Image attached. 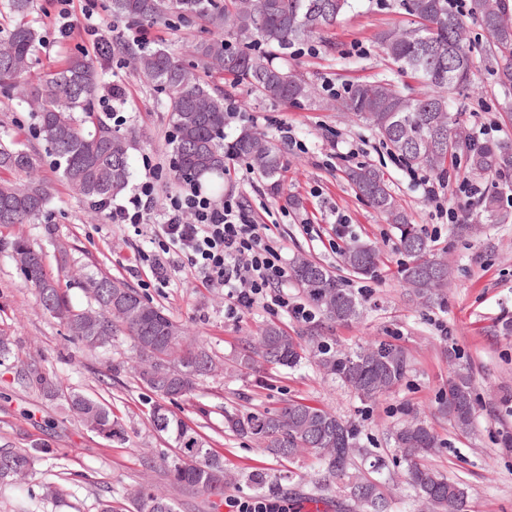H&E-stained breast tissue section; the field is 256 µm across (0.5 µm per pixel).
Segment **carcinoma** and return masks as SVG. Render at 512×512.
<instances>
[{"label":"carcinoma","instance_id":"1","mask_svg":"<svg viewBox=\"0 0 512 512\" xmlns=\"http://www.w3.org/2000/svg\"><path fill=\"white\" fill-rule=\"evenodd\" d=\"M276 10L264 11L260 0H111L112 16L141 26H158L168 16L194 18L209 27V39L196 45V62L187 64L181 53L164 45L142 50L135 56L143 76L167 96L166 109L174 128L175 165L173 185L202 178L224 176L228 159H241L263 179L272 193H280L283 168L278 149L247 128L226 140L224 97L213 90L204 74L219 71L244 84L262 97L284 104H297L312 93V85L299 73L274 63L275 53L296 41L312 38L336 24L352 8V0H274ZM414 26L380 32L378 48L402 73L416 78L424 91L404 94L388 80L358 82L336 109L352 112L375 128L383 142L407 166L443 173L445 164L465 157L471 170L489 176L512 172V144L480 146L456 122L443 92L470 85L472 50L467 44L464 19L448 9V0H403ZM0 9L10 22L0 33V88H23L33 105L38 136L54 158L59 178L96 206L104 208L130 185L131 141L112 129L96 109L103 90L105 64L112 47L106 42L95 55H71L46 78L31 83L26 75L40 43L36 22L29 19L33 0H0ZM506 0H472L471 16L490 34L485 59L497 68L502 85L512 87V22L507 21ZM245 44L261 43L263 55L235 48L230 39ZM36 153L21 142L0 144V168L18 173L16 182L0 183V225L31 224L46 209L50 193L42 180L33 177ZM357 194L399 232V250L406 257L401 265L403 283L421 303L434 301L448 284V264L434 258L428 240L412 224L391 193L383 173L360 165L347 172ZM12 252L25 253L29 262L21 267L26 284L34 290L43 310L60 319L66 341L96 353L113 346L119 338L130 340L138 356L135 378L156 397L149 410L153 428L172 442L175 458L163 451L158 458L167 466L170 484L189 488L213 504L224 502V490L234 476L224 470V458L210 445L199 426L192 425L166 406L188 397L224 364L188 326L173 320L165 310L148 302L136 290L111 276L92 272L84 284L93 289V307L101 310L100 340L88 337L83 328L84 310L74 307L60 280L48 273L43 254L27 239L12 242ZM343 269L370 276L378 265L376 247L360 239L347 243L340 253ZM292 278L309 303L327 324L348 323L360 316L362 303L334 272L324 265L299 258ZM326 374L366 400L395 389L405 378L409 360L397 344L375 342L344 352L326 342L319 328L291 336L276 324L259 335L247 337L237 360V370L246 374L256 364L295 369L306 359V350ZM47 398L57 396L60 381L42 373L30 374ZM71 416L98 428L110 441L125 440L122 424L101 400L80 390L67 399ZM441 412L454 426L469 431L473 420L470 376L460 374L448 383ZM224 428L236 436L256 441L260 450L277 461H294L307 452L319 456L322 473L317 491H328L335 480L347 479V512H386L387 501L379 482L356 467L354 456L339 460L334 448H351L364 457L368 449L358 443L353 421L303 399H290L273 409L224 412ZM395 448L407 462V483L425 501L431 512H467L469 495L464 483L452 480L425 464L437 447L438 437L421 421L413 420L392 434ZM54 455L50 448H0V484L9 474L21 471L30 477L37 466ZM42 499L65 502L68 488L62 482L41 485ZM99 512H179L177 502L164 491L143 488L130 498V507L120 508L110 500Z\"/></svg>","mask_w":512,"mask_h":512}]
</instances>
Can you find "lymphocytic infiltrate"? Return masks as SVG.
I'll use <instances>...</instances> for the list:
<instances>
[{"label": "lymphocytic infiltrate", "mask_w": 512, "mask_h": 512, "mask_svg": "<svg viewBox=\"0 0 512 512\" xmlns=\"http://www.w3.org/2000/svg\"><path fill=\"white\" fill-rule=\"evenodd\" d=\"M157 178L156 167H149L127 203L108 213L114 224L135 229L150 225L156 248L141 254L140 261L155 281L166 284L171 259L177 256L185 259L202 286L225 289L229 316L241 317L259 304L303 321L313 319L312 310L289 300L283 290L287 271L267 225L247 219L235 195L218 204L200 186L189 184L167 196L159 210L155 207ZM411 179L451 224L465 223L488 192L487 186L462 181L454 205L448 207L442 183L416 173Z\"/></svg>", "instance_id": "lymphocytic-infiltrate-1"}]
</instances>
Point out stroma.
<instances>
[{
	"label": "stroma",
	"mask_w": 512,
	"mask_h": 512,
	"mask_svg": "<svg viewBox=\"0 0 512 512\" xmlns=\"http://www.w3.org/2000/svg\"><path fill=\"white\" fill-rule=\"evenodd\" d=\"M42 35L30 72L38 80L60 65L70 53L89 51L81 32L61 38L52 0H35L32 13ZM412 22L402 0H356L353 9L334 26L312 38V52L291 46L280 52V63L296 69L315 87L312 97L298 104H282L257 96L216 73L212 84L224 93L229 113L226 133L252 128L273 143L291 135L296 147L283 149L281 197L268 194L266 182L242 160L228 161L224 191L242 202L250 219L269 225L285 265L305 255L329 267L339 261L338 248L357 237L379 250L380 264L373 277H348L347 285L362 299L361 317L330 329L334 347L350 350L371 341L402 346L410 370L394 390L374 401L326 377L314 361L301 367L265 368L243 376L208 379L189 398L172 409L202 431L224 457L236 477L225 498L246 501L258 489L245 475L263 465L281 475V493L292 488L311 491L319 464L314 457L280 465L256 445L224 431V413L235 409L274 408L288 398L304 399L354 421L361 444L382 459L380 474L388 512H421V504L405 481L406 462L393 446L392 431L412 417L425 420L439 443L428 463L448 478L464 482L469 512H512V205L499 203L495 212L477 210L473 230L459 233L437 217L421 188L408 178L391 151L365 120L336 109V95L356 82L388 79L403 92L420 93L414 79L397 74L378 50L376 35ZM147 47L165 43L190 47L207 39L197 21L175 19L143 29ZM467 39L474 47L473 83L448 95L451 107H462L460 125L474 137L497 145L512 142V90L505 89L481 53L490 36L476 20L467 22ZM105 83L120 87L121 97L110 98L112 124L132 136L135 180L145 176L146 163L161 164V192H169L173 176V127L165 107L166 95L138 70L127 50L119 49L107 63ZM37 121L29 106L0 89V141L24 142L40 155L39 174L52 196L46 212L34 223L0 226V335L11 337L14 356L0 363V448L45 446L63 456L76 477L69 482L67 505L41 501L40 485L59 480L52 463L39 466L22 486H0V512H13L27 498L32 512H97L102 500H122L141 487L171 491L180 512H211L207 499L191 490L171 489L155 457L165 442L148 420L152 403L140 387L130 342L119 341L110 351L87 354L65 341L59 319L43 311L25 284L11 256L9 242L27 238L45 254L46 267L57 270L55 242L69 250V274L62 281L75 306L90 303L79 284L84 268H97L135 288L170 316L191 327L209 346L233 362L244 337L274 322L288 331L303 329L302 321L285 313L271 314L257 307L233 320L224 314L221 289L203 287L181 261L169 268L166 285L136 261L138 250L150 249L151 229L133 231L110 223L75 189L61 182L53 161L36 133ZM372 165L380 169L390 190L413 224L431 241L435 253L452 269L441 304L420 306L403 287L398 269L405 257L397 249L399 232L387 224L344 178L347 168ZM121 362L113 372L111 362ZM61 377L64 388L84 390L104 399L122 421L126 440L108 442L68 416L61 400H50L25 375L30 369ZM466 373L474 391V422L458 433L439 411L448 382Z\"/></svg>",
	"instance_id": "35a3bbf8"
}]
</instances>
